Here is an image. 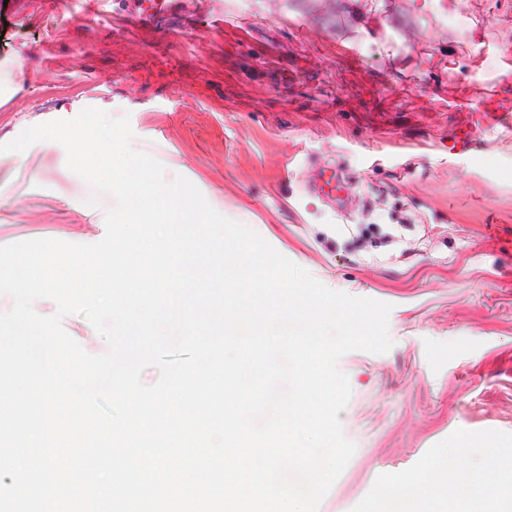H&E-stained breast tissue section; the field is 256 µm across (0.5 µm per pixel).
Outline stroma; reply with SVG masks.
I'll use <instances>...</instances> for the list:
<instances>
[{
    "mask_svg": "<svg viewBox=\"0 0 512 512\" xmlns=\"http://www.w3.org/2000/svg\"><path fill=\"white\" fill-rule=\"evenodd\" d=\"M246 33L170 14L125 31L85 0L0 4V144L88 108L331 290L390 303L392 348L338 367L356 451L319 512H365L448 464L512 451V0H218ZM477 144L453 150L462 134ZM336 168L340 213L305 189ZM54 141L0 153V245L95 243L105 211Z\"/></svg>",
    "mask_w": 512,
    "mask_h": 512,
    "instance_id": "stroma-1",
    "label": "stroma"
}]
</instances>
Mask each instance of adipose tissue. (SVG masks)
<instances>
[{
	"instance_id": "ef3b65f1",
	"label": "adipose tissue",
	"mask_w": 512,
	"mask_h": 512,
	"mask_svg": "<svg viewBox=\"0 0 512 512\" xmlns=\"http://www.w3.org/2000/svg\"><path fill=\"white\" fill-rule=\"evenodd\" d=\"M377 502L371 512H503L512 504V481L491 485L477 473L457 470L442 480L417 479L412 498L390 490Z\"/></svg>"
}]
</instances>
